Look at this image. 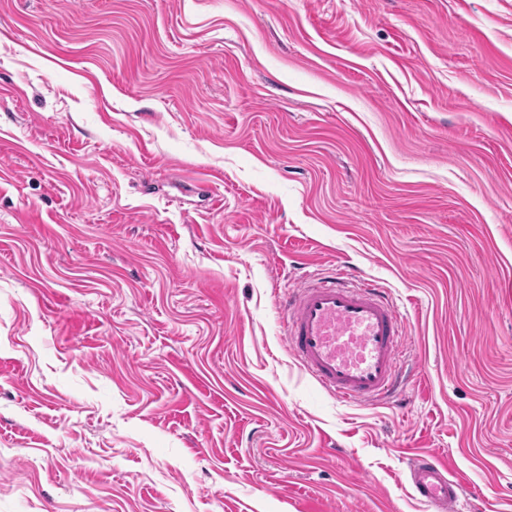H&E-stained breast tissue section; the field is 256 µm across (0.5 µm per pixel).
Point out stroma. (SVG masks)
Instances as JSON below:
<instances>
[{
	"label": "stroma",
	"mask_w": 512,
	"mask_h": 512,
	"mask_svg": "<svg viewBox=\"0 0 512 512\" xmlns=\"http://www.w3.org/2000/svg\"><path fill=\"white\" fill-rule=\"evenodd\" d=\"M392 296L345 404L279 297ZM512 512V0H0V512ZM409 483L414 493L434 512L480 511L483 494L454 475L448 465L431 452H418L409 464Z\"/></svg>",
	"instance_id": "1"
}]
</instances>
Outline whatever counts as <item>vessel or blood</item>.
Here are the masks:
<instances>
[{
    "mask_svg": "<svg viewBox=\"0 0 512 512\" xmlns=\"http://www.w3.org/2000/svg\"><path fill=\"white\" fill-rule=\"evenodd\" d=\"M283 308L286 346L324 392L346 403L395 399L403 321L385 288L350 283L341 271L316 273ZM409 483L432 512H479L483 503L480 489L430 452L412 456Z\"/></svg>",
    "mask_w": 512,
    "mask_h": 512,
    "instance_id": "b4317fda",
    "label": "vessel or blood"
}]
</instances>
